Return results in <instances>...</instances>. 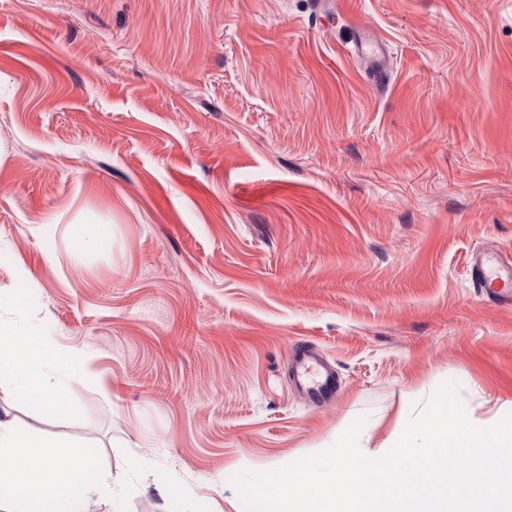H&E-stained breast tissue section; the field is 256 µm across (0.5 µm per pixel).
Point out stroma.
Returning a JSON list of instances; mask_svg holds the SVG:
<instances>
[{"label":"stroma","instance_id":"stroma-1","mask_svg":"<svg viewBox=\"0 0 512 512\" xmlns=\"http://www.w3.org/2000/svg\"><path fill=\"white\" fill-rule=\"evenodd\" d=\"M485 246L512 252V0H0V294L30 285L0 319L79 354L74 416L0 407L97 450L89 512H246L236 472L358 419L390 450L446 381L512 414ZM294 383L303 398L314 406L330 402L336 393L331 366L305 342L296 343L293 354Z\"/></svg>","mask_w":512,"mask_h":512}]
</instances>
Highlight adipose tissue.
<instances>
[{"label": "adipose tissue", "instance_id": "adipose-tissue-1", "mask_svg": "<svg viewBox=\"0 0 512 512\" xmlns=\"http://www.w3.org/2000/svg\"><path fill=\"white\" fill-rule=\"evenodd\" d=\"M74 353L52 347L30 324L0 322V380L46 418L64 414ZM97 454L68 440L36 435L0 410V512H86L104 497Z\"/></svg>", "mask_w": 512, "mask_h": 512}]
</instances>
